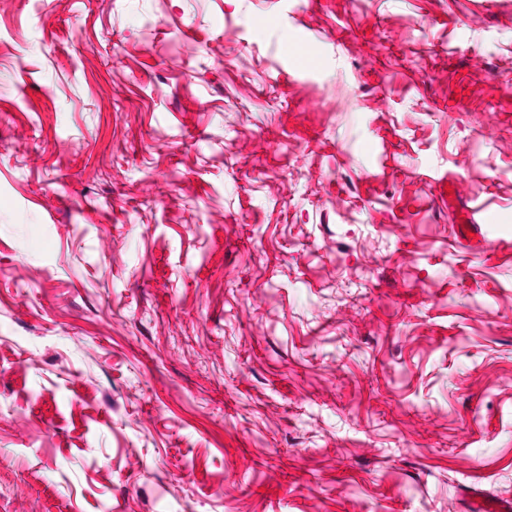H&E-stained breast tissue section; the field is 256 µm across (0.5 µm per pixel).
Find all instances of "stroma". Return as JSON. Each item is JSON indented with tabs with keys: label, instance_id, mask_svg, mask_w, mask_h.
<instances>
[{
	"label": "stroma",
	"instance_id": "1",
	"mask_svg": "<svg viewBox=\"0 0 512 512\" xmlns=\"http://www.w3.org/2000/svg\"><path fill=\"white\" fill-rule=\"evenodd\" d=\"M511 82L512 0H0V512L512 500Z\"/></svg>",
	"mask_w": 512,
	"mask_h": 512
}]
</instances>
